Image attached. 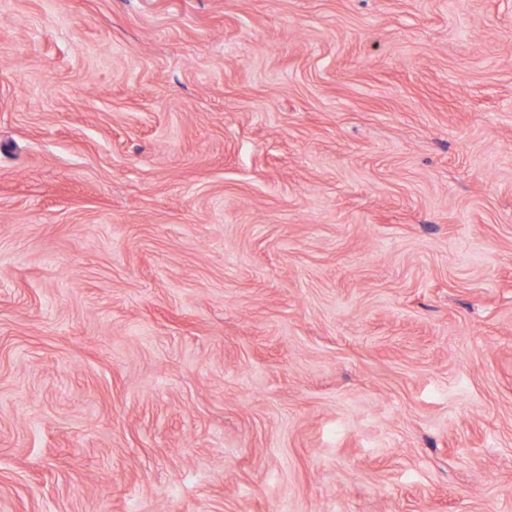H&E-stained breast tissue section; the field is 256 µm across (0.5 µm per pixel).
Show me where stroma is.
I'll list each match as a JSON object with an SVG mask.
<instances>
[{
	"label": "stroma",
	"instance_id": "1",
	"mask_svg": "<svg viewBox=\"0 0 512 512\" xmlns=\"http://www.w3.org/2000/svg\"><path fill=\"white\" fill-rule=\"evenodd\" d=\"M0 512H512V0H0Z\"/></svg>",
	"mask_w": 512,
	"mask_h": 512
}]
</instances>
